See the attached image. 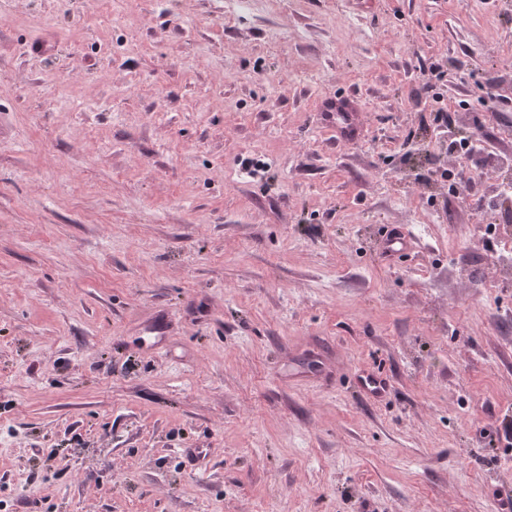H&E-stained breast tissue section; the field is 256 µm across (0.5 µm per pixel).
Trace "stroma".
I'll list each match as a JSON object with an SVG mask.
<instances>
[{"label": "stroma", "instance_id": "obj_1", "mask_svg": "<svg viewBox=\"0 0 512 512\" xmlns=\"http://www.w3.org/2000/svg\"><path fill=\"white\" fill-rule=\"evenodd\" d=\"M437 93L512 150V0H0V512H499L512 223ZM322 112L325 120L336 126V136L339 139L350 140L353 138L359 120L358 113H356L357 103L354 98L327 100L324 102ZM412 237L401 224H389L383 234L384 253L389 256L402 255L411 249ZM388 387L386 378L380 373H366L356 378V389L362 396L382 397Z\"/></svg>", "mask_w": 512, "mask_h": 512}]
</instances>
